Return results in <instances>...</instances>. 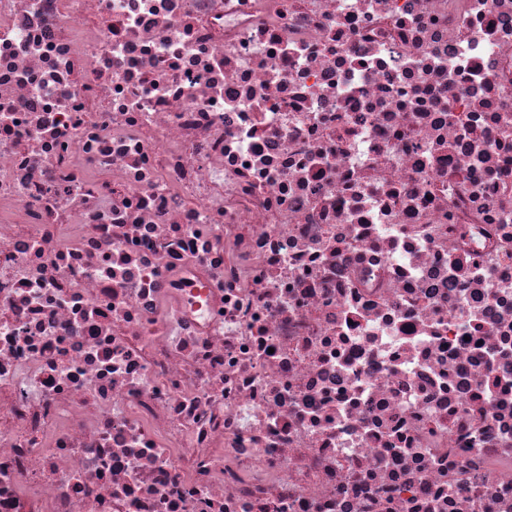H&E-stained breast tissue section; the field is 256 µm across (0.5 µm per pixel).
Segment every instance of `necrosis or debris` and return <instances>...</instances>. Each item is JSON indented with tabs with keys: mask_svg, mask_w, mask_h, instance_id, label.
Segmentation results:
<instances>
[{
	"mask_svg": "<svg viewBox=\"0 0 512 512\" xmlns=\"http://www.w3.org/2000/svg\"><path fill=\"white\" fill-rule=\"evenodd\" d=\"M0 512H512V0H0Z\"/></svg>",
	"mask_w": 512,
	"mask_h": 512,
	"instance_id": "obj_1",
	"label": "necrosis or debris"
}]
</instances>
